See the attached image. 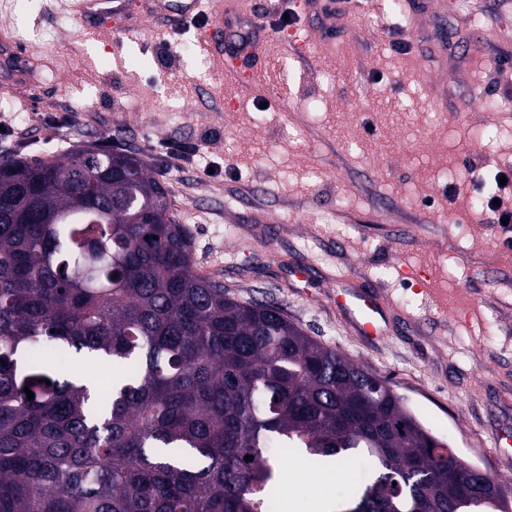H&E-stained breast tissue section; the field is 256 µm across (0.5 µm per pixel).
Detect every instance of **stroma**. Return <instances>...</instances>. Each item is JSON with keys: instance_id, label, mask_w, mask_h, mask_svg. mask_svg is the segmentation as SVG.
<instances>
[{"instance_id": "35a3bbf8", "label": "stroma", "mask_w": 512, "mask_h": 512, "mask_svg": "<svg viewBox=\"0 0 512 512\" xmlns=\"http://www.w3.org/2000/svg\"><path fill=\"white\" fill-rule=\"evenodd\" d=\"M290 2L249 0L241 12L224 0L225 19L264 43V79L248 89L227 60L202 52L200 24L145 16L140 0L124 7L139 22L131 37L86 31L71 0H0V25L28 58L4 95L0 157L135 149L192 231L199 273L239 300L275 302L309 336L388 376L433 434L512 485V456L491 455L494 433L512 424V245L473 204L476 182L494 190L495 174L512 169V103L482 105L512 88V65H495L512 56V0L416 12L353 0L333 38L321 13L299 15L297 35L323 42L287 52L264 30ZM85 97L95 111H75ZM309 102L320 110L313 125ZM479 129L486 138L471 139ZM166 141L198 146L212 172L165 166ZM449 168L455 181L441 176ZM297 259L311 264L310 281L292 276ZM331 272L359 274L391 297L398 319L386 336L353 334L332 303ZM425 285L446 303L445 318L426 316ZM289 457L302 464L291 512H314L322 496L347 501L362 477Z\"/></svg>"}]
</instances>
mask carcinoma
Instances as JSON below:
<instances>
[{
    "label": "carcinoma",
    "mask_w": 512,
    "mask_h": 512,
    "mask_svg": "<svg viewBox=\"0 0 512 512\" xmlns=\"http://www.w3.org/2000/svg\"><path fill=\"white\" fill-rule=\"evenodd\" d=\"M290 448L364 466L346 512H512L388 377L200 275L139 154L1 158L0 512H278Z\"/></svg>",
    "instance_id": "cac0c4a2"
}]
</instances>
